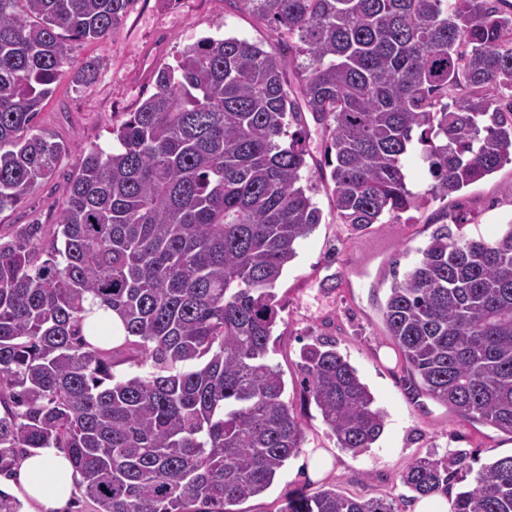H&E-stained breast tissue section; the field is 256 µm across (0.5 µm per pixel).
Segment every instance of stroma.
Listing matches in <instances>:
<instances>
[{"mask_svg": "<svg viewBox=\"0 0 512 512\" xmlns=\"http://www.w3.org/2000/svg\"><path fill=\"white\" fill-rule=\"evenodd\" d=\"M224 36L267 44L272 32L230 0H136L110 38L77 45V60L99 59L95 78L77 87L63 77L37 118L40 127L54 132L70 150L47 182L15 208L0 212V234L23 224L56 223L82 152L109 149L113 127L152 94L154 69L174 64L186 45ZM314 200L322 221L299 245L276 284L283 307L269 352L305 430V447L262 495L242 503L241 509L278 512L288 495L301 490L312 494L333 485L368 498H398L400 512H411L413 503L403 497L400 476L416 458L463 451L477 470L492 459L512 455V437L464 420L427 395L410 396L402 356L382 320L390 263L399 261L404 270L412 267L445 209L462 215L455 232L466 237H490L512 223V164L448 199L406 212L400 224L356 231L339 223L331 188L319 180ZM318 337L335 341L386 414L384 432L372 447L337 448L317 408L302 402L299 350ZM312 448L324 449L332 459L331 471L316 480L308 474Z\"/></svg>", "mask_w": 512, "mask_h": 512, "instance_id": "obj_1", "label": "stroma"}]
</instances>
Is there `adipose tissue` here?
Listing matches in <instances>:
<instances>
[{
	"label": "adipose tissue",
	"instance_id": "obj_1",
	"mask_svg": "<svg viewBox=\"0 0 512 512\" xmlns=\"http://www.w3.org/2000/svg\"><path fill=\"white\" fill-rule=\"evenodd\" d=\"M75 491L72 462L55 448L33 450L0 479V494L11 497L16 512H66Z\"/></svg>",
	"mask_w": 512,
	"mask_h": 512
}]
</instances>
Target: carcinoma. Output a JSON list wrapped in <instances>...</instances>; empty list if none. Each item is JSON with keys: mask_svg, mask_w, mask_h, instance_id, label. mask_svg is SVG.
Returning <instances> with one entry per match:
<instances>
[{"mask_svg": "<svg viewBox=\"0 0 512 512\" xmlns=\"http://www.w3.org/2000/svg\"><path fill=\"white\" fill-rule=\"evenodd\" d=\"M135 0H0V212L55 172L64 141L36 123L77 43L109 38ZM276 48L185 46L155 92L84 153L55 228L0 236V474L26 453L71 459L95 512H238L300 452L303 426L269 344L275 285L321 223L299 124H321L336 218L355 230L445 200L512 163L509 0H234ZM432 182L407 184L413 145ZM431 235L392 270L382 307L415 394L512 435V225ZM117 313L119 344L88 320ZM148 367L121 373L125 363ZM303 393L337 447L370 448L386 414L335 342L299 351ZM464 453L401 475L448 495ZM279 512H399L336 487ZM453 512H512V455L481 467Z\"/></svg>", "mask_w": 512, "mask_h": 512, "instance_id": "carcinoma-1", "label": "carcinoma"}]
</instances>
